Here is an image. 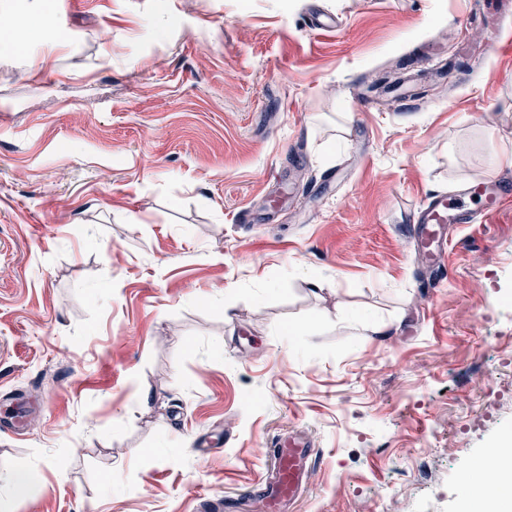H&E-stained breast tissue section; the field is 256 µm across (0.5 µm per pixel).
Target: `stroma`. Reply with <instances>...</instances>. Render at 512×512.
Listing matches in <instances>:
<instances>
[{
	"label": "stroma",
	"instance_id": "1",
	"mask_svg": "<svg viewBox=\"0 0 512 512\" xmlns=\"http://www.w3.org/2000/svg\"><path fill=\"white\" fill-rule=\"evenodd\" d=\"M0 0V512H472L512 441V0ZM338 18L324 34L313 20ZM34 486L16 498L12 477ZM474 194L484 198L486 215L493 216L512 204V182L492 180L476 188H464L450 200L447 196L427 200L413 215V224L421 225L415 229L414 235L419 236L426 257L438 262L448 259L444 247L447 237L444 224H471V212L466 207L465 199H472ZM438 243L441 246L439 249ZM272 446L267 474L250 490L264 499L273 511H281L286 504L293 503L304 488L317 450L299 435Z\"/></svg>",
	"mask_w": 512,
	"mask_h": 512
}]
</instances>
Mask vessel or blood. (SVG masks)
Segmentation results:
<instances>
[{
    "label": "vessel or blood",
    "instance_id": "1",
    "mask_svg": "<svg viewBox=\"0 0 512 512\" xmlns=\"http://www.w3.org/2000/svg\"><path fill=\"white\" fill-rule=\"evenodd\" d=\"M475 195L483 197L487 215H494L512 205V182L492 180L474 188L462 189L451 198L436 196L428 200L413 215V221L418 225L416 233L426 257L439 262L447 260L444 247L447 227L470 223L471 212L465 200ZM316 454V449L298 435L275 444L268 453L267 474L253 486V493L264 499L272 512H281L285 505L297 499L304 488Z\"/></svg>",
    "mask_w": 512,
    "mask_h": 512
}]
</instances>
